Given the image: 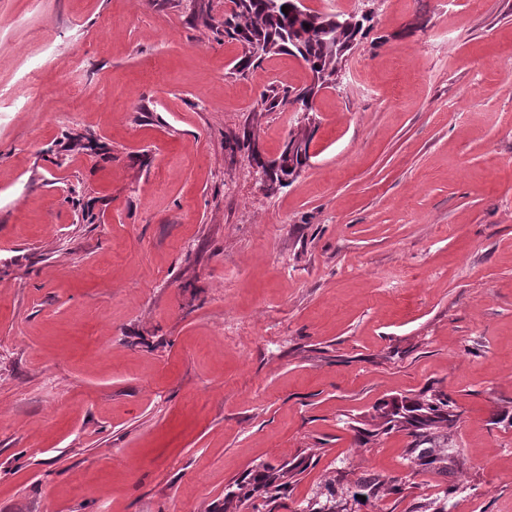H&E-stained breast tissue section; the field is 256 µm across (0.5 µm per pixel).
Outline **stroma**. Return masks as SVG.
I'll return each mask as SVG.
<instances>
[{
    "mask_svg": "<svg viewBox=\"0 0 512 512\" xmlns=\"http://www.w3.org/2000/svg\"><path fill=\"white\" fill-rule=\"evenodd\" d=\"M306 3L371 17L311 115L224 0H0V512H222L312 448L297 512L342 460L405 478L352 425L430 386L453 512H512V0ZM305 124L266 193L237 140ZM312 135H313L312 129L307 126L297 127V129L291 133L290 143L295 144L296 142H303V143H305L306 148H305V151L303 152V147H302L301 152L303 153V156L299 150H297V149H296V151L294 150L292 157L290 159L291 163L293 164V167L291 169H289V168L281 169V174H283L285 176H290L292 174L294 168L300 167L304 164L305 158H307V154H306L307 147L312 140Z\"/></svg>",
    "mask_w": 512,
    "mask_h": 512,
    "instance_id": "stroma-1",
    "label": "stroma"
}]
</instances>
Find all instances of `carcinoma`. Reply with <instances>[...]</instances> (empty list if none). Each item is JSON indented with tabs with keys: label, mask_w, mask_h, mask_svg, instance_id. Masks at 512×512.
Wrapping results in <instances>:
<instances>
[{
	"label": "carcinoma",
	"mask_w": 512,
	"mask_h": 512,
	"mask_svg": "<svg viewBox=\"0 0 512 512\" xmlns=\"http://www.w3.org/2000/svg\"><path fill=\"white\" fill-rule=\"evenodd\" d=\"M288 6L282 12V6ZM371 18L362 14L322 13L301 6L297 0H240L239 11L224 16V37L258 49L244 55L241 68L259 66L266 58L289 54L304 61L311 83L295 91L271 90L264 105L271 111L297 103L300 111H313V100L324 88L336 85L347 61V53L366 34ZM461 412L448 394L428 389L413 397L395 396L372 407L364 426H356L357 439L369 442L380 435L403 431L410 438L403 459L409 475L439 478L435 497L414 507L412 512H452L456 489L448 475L463 464L460 451L448 445ZM316 452L306 448L291 460L277 465L261 463L246 470L228 486L223 512H240L256 497L264 498L274 512L295 478L312 464ZM339 467L299 512H346L342 505L357 496L363 506L373 505L385 495H400L404 483L397 477L364 474L354 479Z\"/></svg>",
	"instance_id": "obj_1"
}]
</instances>
